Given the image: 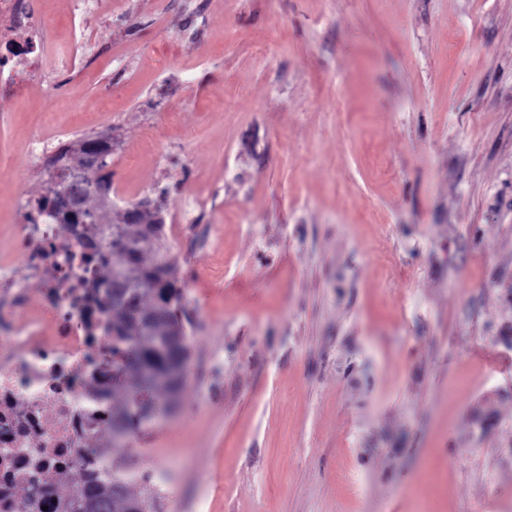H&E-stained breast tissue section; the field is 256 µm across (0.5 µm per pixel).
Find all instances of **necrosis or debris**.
<instances>
[{
  "mask_svg": "<svg viewBox=\"0 0 512 512\" xmlns=\"http://www.w3.org/2000/svg\"><path fill=\"white\" fill-rule=\"evenodd\" d=\"M15 230L29 261L22 271L0 261V512H27L18 490L34 478L109 469L92 443L110 424L112 316L86 288L74 240L46 218Z\"/></svg>",
  "mask_w": 512,
  "mask_h": 512,
  "instance_id": "1",
  "label": "necrosis or debris"
}]
</instances>
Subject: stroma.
I'll list each match as a JSON object with an SVG mask.
<instances>
[{
    "label": "stroma",
    "instance_id": "35a3bbf8",
    "mask_svg": "<svg viewBox=\"0 0 512 512\" xmlns=\"http://www.w3.org/2000/svg\"><path fill=\"white\" fill-rule=\"evenodd\" d=\"M0 250L112 139L187 326L174 411L95 441L163 512H512V0H27ZM24 172L16 188L14 172ZM353 475L349 489L343 474Z\"/></svg>",
    "mask_w": 512,
    "mask_h": 512
}]
</instances>
